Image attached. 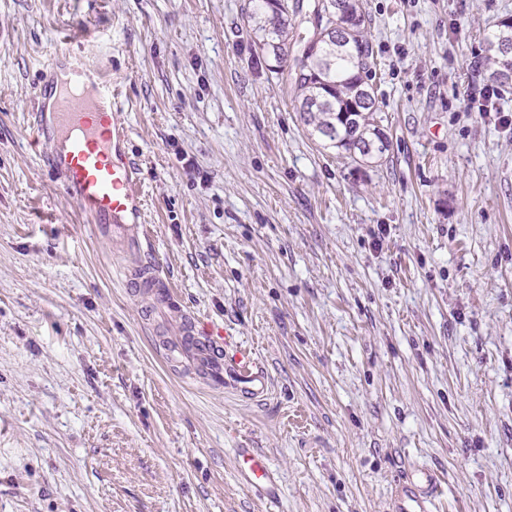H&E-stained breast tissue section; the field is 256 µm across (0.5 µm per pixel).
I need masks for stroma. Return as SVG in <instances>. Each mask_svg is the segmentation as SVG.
I'll return each mask as SVG.
<instances>
[{"mask_svg":"<svg viewBox=\"0 0 512 512\" xmlns=\"http://www.w3.org/2000/svg\"><path fill=\"white\" fill-rule=\"evenodd\" d=\"M253 0H0V512H512V128L465 109L512 0H367L391 140L311 137L247 25ZM95 34L183 311L254 347L271 388L215 390L163 349L40 161L41 70ZM271 461L277 497L236 451ZM437 491L435 478L431 474L423 473L422 481H413L398 492L392 511L429 512Z\"/></svg>","mask_w":512,"mask_h":512,"instance_id":"35a3bbf8","label":"stroma"}]
</instances>
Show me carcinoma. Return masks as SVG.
<instances>
[{"label":"carcinoma","instance_id":"cac0c4a2","mask_svg":"<svg viewBox=\"0 0 512 512\" xmlns=\"http://www.w3.org/2000/svg\"><path fill=\"white\" fill-rule=\"evenodd\" d=\"M309 11L325 21L317 41L305 26ZM249 22L261 53L273 55L278 74H289L297 111L311 134L360 167L388 154L391 142L372 84L364 0H260ZM291 44L299 55L287 70L283 62ZM484 65L492 80L512 66V17L499 21L485 47Z\"/></svg>","mask_w":512,"mask_h":512}]
</instances>
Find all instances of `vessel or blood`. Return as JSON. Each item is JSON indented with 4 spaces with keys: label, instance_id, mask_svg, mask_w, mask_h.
I'll return each instance as SVG.
<instances>
[{
    "label": "vessel or blood",
    "instance_id": "b4317fda",
    "mask_svg": "<svg viewBox=\"0 0 512 512\" xmlns=\"http://www.w3.org/2000/svg\"><path fill=\"white\" fill-rule=\"evenodd\" d=\"M93 46L78 32L48 59L45 68L50 72L63 58L73 65L66 81L56 87L52 114L36 109L33 127L50 146L42 162L55 173L65 194L90 222H111L113 235L126 236L139 251L144 204L137 169L124 149L125 127L110 116L115 91L111 79L93 63ZM132 281L155 289L160 305L176 307V293L160 277L157 264L142 266ZM182 328L190 338L183 355L203 370L212 387L232 385L250 400L267 393L268 375L250 349L234 345L230 336L198 327L193 317L184 318ZM239 472L253 488H264L271 480L267 458L256 452H240ZM437 491L435 478L424 474L398 492L393 512H429Z\"/></svg>",
    "mask_w": 512,
    "mask_h": 512
}]
</instances>
